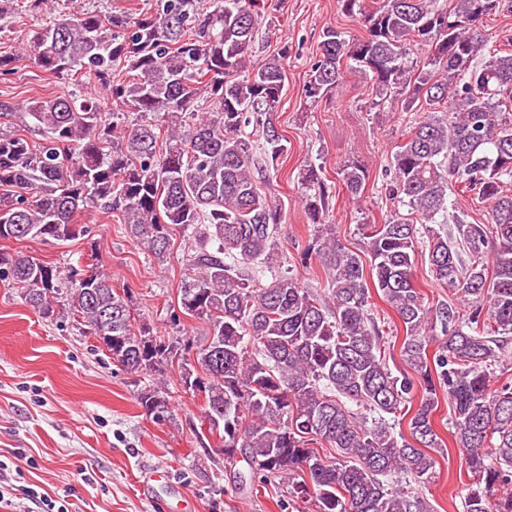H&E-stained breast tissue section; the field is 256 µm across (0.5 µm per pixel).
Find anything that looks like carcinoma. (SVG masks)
I'll return each mask as SVG.
<instances>
[{"instance_id": "carcinoma-1", "label": "carcinoma", "mask_w": 512, "mask_h": 512, "mask_svg": "<svg viewBox=\"0 0 512 512\" xmlns=\"http://www.w3.org/2000/svg\"><path fill=\"white\" fill-rule=\"evenodd\" d=\"M156 2L155 12L135 18L80 13L36 32L34 64L53 76L87 74L137 119L128 124L114 112L109 122L95 98L79 94L32 101L26 112L42 143L0 131V240L85 236L76 217L90 209L122 212L130 238L161 262L173 232L192 238L195 278L179 307L206 325L204 338L166 339L134 324L130 296L112 287L94 245L89 263L65 274L1 248L0 278L46 317L72 310L125 371L177 367L184 391L201 396L215 422V451L229 464L247 462L240 489L276 478L312 512H431L418 486L431 481L434 454L444 452L432 420L444 395L473 476L465 512H512V386L491 384L512 341V37L484 56V18L503 0H453L448 9L436 0H379L368 12L360 0H341L365 35L350 41L326 27L304 88L309 99L329 96L351 61L372 73L377 95L436 111L416 120L392 154L388 188L422 224L439 216L448 225L428 236L430 273L452 292L434 307L414 282L420 228L399 214L373 225L367 281L362 256L331 233L329 187L312 163L300 172L313 227L302 263L318 258L325 291L280 271L282 207L269 185L287 151L277 112L288 46L253 61L264 0H223L211 11L203 0ZM410 45L428 49L427 68L408 65ZM117 62L129 79H112ZM250 125L261 133L258 148L243 134ZM338 175L359 198L365 168L348 159ZM457 187L489 203L488 223L448 214ZM372 288L405 329L406 369L397 375L382 355ZM434 324L442 339L430 354ZM349 402L378 419L368 422ZM412 402L409 435L394 432L385 415ZM138 403L155 420L168 417L167 392L157 386L141 389ZM317 444L338 455L321 456Z\"/></svg>"}]
</instances>
